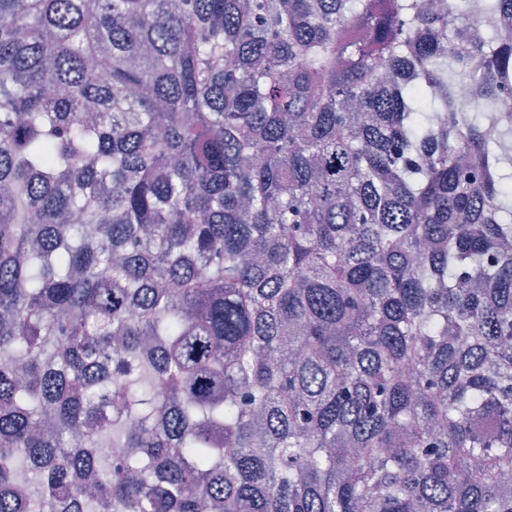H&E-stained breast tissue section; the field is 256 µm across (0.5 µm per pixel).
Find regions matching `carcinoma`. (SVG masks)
Segmentation results:
<instances>
[{
	"label": "carcinoma",
	"mask_w": 512,
	"mask_h": 512,
	"mask_svg": "<svg viewBox=\"0 0 512 512\" xmlns=\"http://www.w3.org/2000/svg\"><path fill=\"white\" fill-rule=\"evenodd\" d=\"M477 2L0 0V512H512Z\"/></svg>",
	"instance_id": "1"
}]
</instances>
